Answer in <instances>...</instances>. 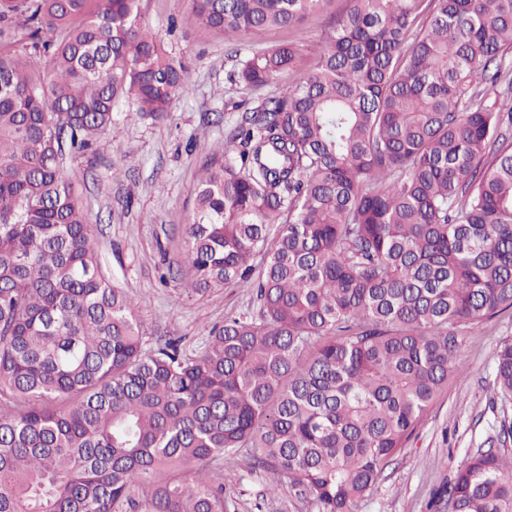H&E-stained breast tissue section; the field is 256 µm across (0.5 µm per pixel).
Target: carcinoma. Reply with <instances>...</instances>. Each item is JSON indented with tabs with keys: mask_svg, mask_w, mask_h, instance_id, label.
Instances as JSON below:
<instances>
[{
	"mask_svg": "<svg viewBox=\"0 0 512 512\" xmlns=\"http://www.w3.org/2000/svg\"><path fill=\"white\" fill-rule=\"evenodd\" d=\"M325 0H193L250 38ZM512 0H349L305 80L211 153L184 291L250 280L254 308L145 347L66 159L123 98L190 87L142 0H0V512H233L210 467L252 449L319 512H354L463 373V330L512 317ZM288 42L240 62L262 86ZM512 398V341L495 351ZM512 512V456L479 448L437 500Z\"/></svg>",
	"mask_w": 512,
	"mask_h": 512,
	"instance_id": "cac0c4a2",
	"label": "carcinoma"
}]
</instances>
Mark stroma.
<instances>
[{"mask_svg": "<svg viewBox=\"0 0 512 512\" xmlns=\"http://www.w3.org/2000/svg\"><path fill=\"white\" fill-rule=\"evenodd\" d=\"M347 5V0H327L321 11L294 28L270 29L241 41L188 23L192 0H143L145 21L160 45L188 68L190 91L159 118L139 116L131 101L120 100L113 108V131L69 166L83 212L94 226L103 267L133 297L148 341L180 337L196 351L209 329L251 307L247 283L189 296L173 267L184 247L203 166L244 110L282 94L304 73L300 67L286 71L253 89L232 79L241 57L289 40L312 55ZM510 339L512 319L506 317L468 329L464 375L449 381L409 446L393 458L355 512H432L435 491L497 433L501 421H512V402L497 398L493 383L495 349ZM217 468L226 492L236 499V512H319L296 498L285 480L277 499L263 500L269 476L253 470L250 452Z\"/></svg>", "mask_w": 512, "mask_h": 512, "instance_id": "1", "label": "stroma"}]
</instances>
